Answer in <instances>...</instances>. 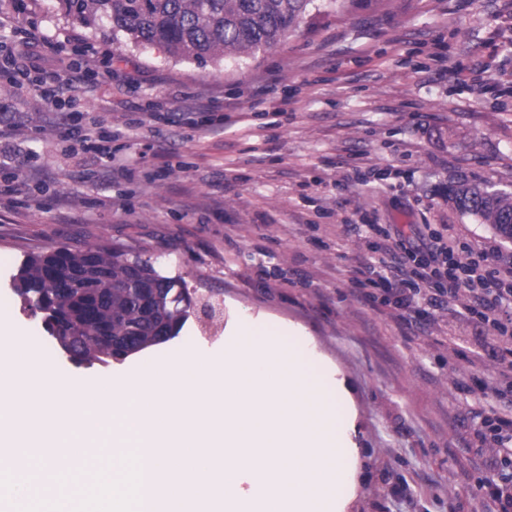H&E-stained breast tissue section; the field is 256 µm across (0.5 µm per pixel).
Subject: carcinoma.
Returning a JSON list of instances; mask_svg holds the SVG:
<instances>
[{
  "mask_svg": "<svg viewBox=\"0 0 512 512\" xmlns=\"http://www.w3.org/2000/svg\"><path fill=\"white\" fill-rule=\"evenodd\" d=\"M61 14L85 27L106 20L112 42L152 46L199 66L285 43L311 12L339 0H57ZM448 200L512 242V193L479 183L448 189ZM27 305L43 299L59 346L78 363L121 360L177 336L188 313L154 267L120 247L57 248L34 257L18 276Z\"/></svg>",
  "mask_w": 512,
  "mask_h": 512,
  "instance_id": "cac0c4a2",
  "label": "carcinoma"
}]
</instances>
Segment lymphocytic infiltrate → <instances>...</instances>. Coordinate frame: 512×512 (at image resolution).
Masks as SVG:
<instances>
[{"mask_svg":"<svg viewBox=\"0 0 512 512\" xmlns=\"http://www.w3.org/2000/svg\"><path fill=\"white\" fill-rule=\"evenodd\" d=\"M47 56L36 43L27 42L13 62L17 76L31 83L33 96L51 108L62 110L77 99L81 87L104 77L103 72L79 64L49 68ZM63 119L67 139L83 143L100 157H111V126L102 122L85 126L69 113ZM428 240L422 248L396 240L368 242L380 271L367 284L386 295L400 319L432 316L449 300L465 297L467 319L499 339V346L489 351L497 364L499 403L490 408L476 435L500 453L501 472L483 482L480 509L512 512V258L483 268L475 259L461 261L458 247L449 245L442 231L431 229Z\"/></svg>","mask_w":512,"mask_h":512,"instance_id":"f902f5d3","label":"lymphocytic infiltrate"}]
</instances>
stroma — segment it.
Segmentation results:
<instances>
[{
	"mask_svg": "<svg viewBox=\"0 0 512 512\" xmlns=\"http://www.w3.org/2000/svg\"><path fill=\"white\" fill-rule=\"evenodd\" d=\"M25 3L18 38L109 52L111 78L78 108L106 105L112 151L130 169L67 157L52 112L0 71L22 152L17 192L0 203V301L56 378L88 386L117 368L66 359L15 293L20 266L49 249L123 246L192 299L179 337L152 354L218 352L243 319L276 320L341 369L361 450L349 512H479L478 485L498 462L476 437L496 401L480 384L496 365L460 301L421 325L369 297L357 225L412 240L444 224L474 252L512 256L447 201L460 177L512 192V13L500 0H344L275 49L199 66L114 44L108 22L67 20L56 0ZM155 109L167 121L144 122Z\"/></svg>",
	"mask_w": 512,
	"mask_h": 512,
	"instance_id": "obj_1",
	"label": "stroma"
}]
</instances>
